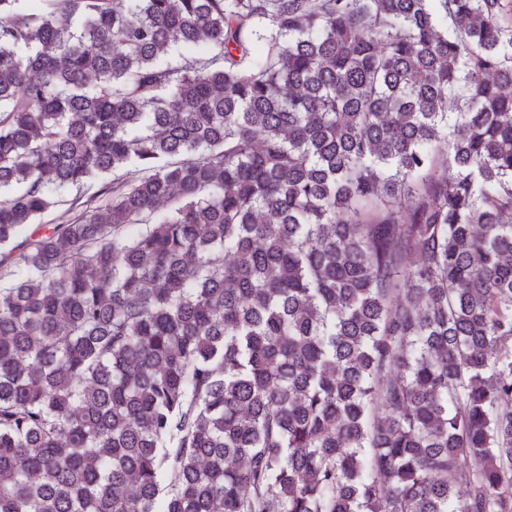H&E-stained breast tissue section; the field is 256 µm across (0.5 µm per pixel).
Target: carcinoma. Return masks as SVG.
<instances>
[{
  "instance_id": "carcinoma-1",
  "label": "carcinoma",
  "mask_w": 512,
  "mask_h": 512,
  "mask_svg": "<svg viewBox=\"0 0 512 512\" xmlns=\"http://www.w3.org/2000/svg\"><path fill=\"white\" fill-rule=\"evenodd\" d=\"M40 2L0 0V512H512L502 0Z\"/></svg>"
}]
</instances>
